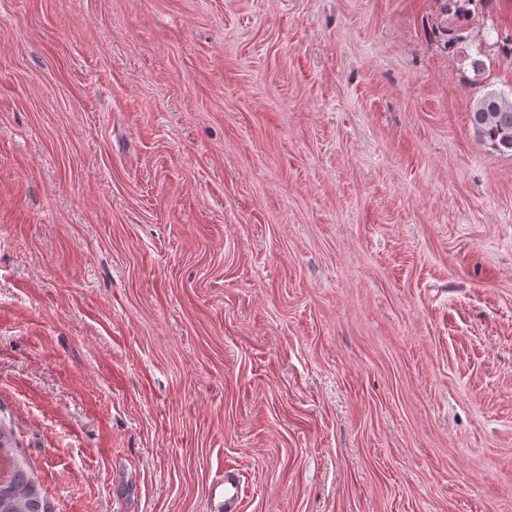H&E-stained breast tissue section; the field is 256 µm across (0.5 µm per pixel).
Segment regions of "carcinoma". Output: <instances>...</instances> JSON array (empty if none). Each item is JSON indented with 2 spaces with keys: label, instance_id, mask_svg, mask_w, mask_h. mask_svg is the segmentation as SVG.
<instances>
[{
  "label": "carcinoma",
  "instance_id": "obj_1",
  "mask_svg": "<svg viewBox=\"0 0 512 512\" xmlns=\"http://www.w3.org/2000/svg\"><path fill=\"white\" fill-rule=\"evenodd\" d=\"M489 0H444V9L469 16ZM473 132L493 149L512 154V93L491 89L483 93L470 112ZM0 460L9 475L0 479V512H52L37 477L18 448L13 432L0 426Z\"/></svg>",
  "mask_w": 512,
  "mask_h": 512
}]
</instances>
